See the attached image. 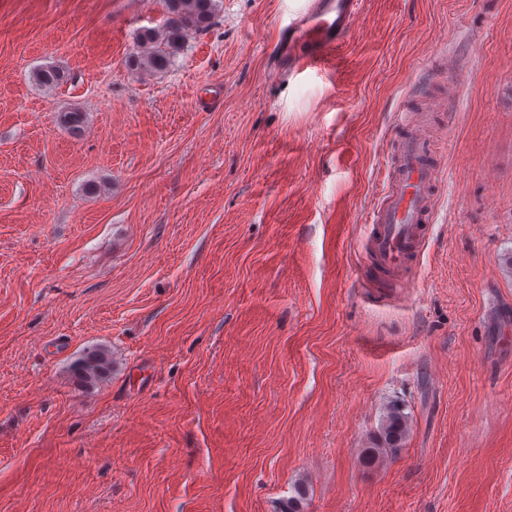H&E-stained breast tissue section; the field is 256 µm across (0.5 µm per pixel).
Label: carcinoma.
I'll use <instances>...</instances> for the list:
<instances>
[{
  "mask_svg": "<svg viewBox=\"0 0 512 512\" xmlns=\"http://www.w3.org/2000/svg\"><path fill=\"white\" fill-rule=\"evenodd\" d=\"M168 13L166 23L161 30L148 29L138 37V51L129 58V65L136 70L162 72L169 69L182 43L191 32L204 31L215 19L217 0H163ZM65 75L53 66L36 71L35 80L46 87H55L63 83ZM108 352L99 347L90 348L83 353L74 365L77 377L94 383L110 368ZM409 430V417L397 402L390 403L381 418L378 435L373 446L366 451L365 460L372 463L382 457H395L403 449ZM308 500L306 483L294 485L293 495L279 502L276 512H304Z\"/></svg>",
  "mask_w": 512,
  "mask_h": 512,
  "instance_id": "obj_1",
  "label": "carcinoma"
}]
</instances>
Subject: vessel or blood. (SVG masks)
<instances>
[{"label":"vessel or blood","mask_w":512,"mask_h":512,"mask_svg":"<svg viewBox=\"0 0 512 512\" xmlns=\"http://www.w3.org/2000/svg\"><path fill=\"white\" fill-rule=\"evenodd\" d=\"M363 0H308L307 8L279 31L273 64L293 74L323 61L352 36ZM412 107H403L391 140L389 176L367 218L364 237L372 274L388 280L403 277L417 257L434 222L440 167Z\"/></svg>","instance_id":"vessel-or-blood-1"}]
</instances>
